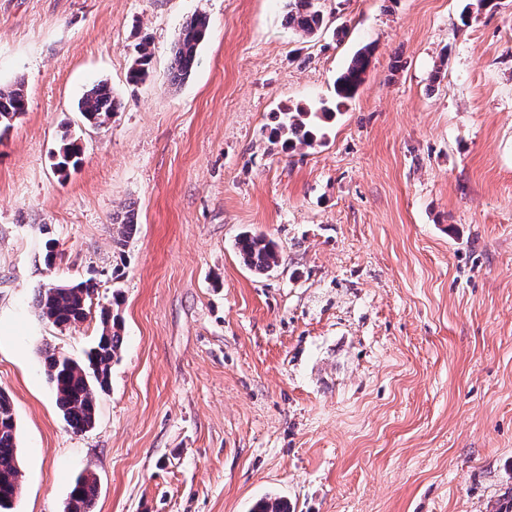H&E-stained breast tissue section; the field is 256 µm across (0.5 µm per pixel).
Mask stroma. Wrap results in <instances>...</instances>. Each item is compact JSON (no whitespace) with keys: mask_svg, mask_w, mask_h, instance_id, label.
Segmentation results:
<instances>
[{"mask_svg":"<svg viewBox=\"0 0 512 512\" xmlns=\"http://www.w3.org/2000/svg\"><path fill=\"white\" fill-rule=\"evenodd\" d=\"M495 2L320 0L327 26L303 35L286 0H0V87L28 98L0 139L18 512H65L88 468L95 512H250L267 496L290 512H497L512 488V0ZM198 12L210 34L171 84ZM144 39L152 75L133 84ZM366 45L324 142L272 143L276 112L334 105ZM100 82L121 108L96 129L77 102ZM67 128L84 154L62 178ZM130 206L120 265L112 218ZM246 232L278 244V268L244 266ZM89 278L100 304L119 299L124 343L76 433L43 352L82 357L98 324L55 326L36 295ZM210 21L207 15L198 13L181 27L173 48L170 80L173 84L186 79L195 67L199 46L207 38Z\"/></svg>","mask_w":512,"mask_h":512,"instance_id":"stroma-1","label":"stroma"}]
</instances>
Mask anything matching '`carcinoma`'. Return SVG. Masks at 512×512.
<instances>
[{
    "instance_id": "cac0c4a2",
    "label": "carcinoma",
    "mask_w": 512,
    "mask_h": 512,
    "mask_svg": "<svg viewBox=\"0 0 512 512\" xmlns=\"http://www.w3.org/2000/svg\"><path fill=\"white\" fill-rule=\"evenodd\" d=\"M287 25L305 35L315 34L326 27L319 0H288ZM210 21L198 13L181 27L173 48L170 80L176 84L186 79L195 67L199 46L207 38ZM371 48L357 51L348 67L336 78L335 109L321 108L319 112H280L271 130L273 141L286 150L312 148L325 138L324 125L336 115V109L353 99L364 82L370 64ZM153 58L151 43L139 44L137 56L128 72L129 82L138 84L150 74ZM117 102L105 83L92 86L78 103L83 123L101 128L115 112ZM27 109V94L23 83L0 88V138ZM81 149L70 130L62 135V145L52 155L53 168L62 177L76 169L81 162ZM117 236L112 238L114 252L121 255L138 232L137 215L129 209L115 218ZM243 263L259 274H266L282 261L278 244L263 234L245 233L237 242ZM95 284L86 280L76 284H50L38 291L37 306L44 318L57 326H72L86 321L94 314ZM99 334L85 358L75 359L56 350L44 351L45 372L52 384L63 419L75 432H85L96 420V389L108 386L112 362L118 358L122 345V319L112 305L99 309ZM22 472L18 450L17 421L11 399L0 392V512H15L17 495L21 492ZM97 498V479L90 470L74 481L66 512H94Z\"/></svg>"
}]
</instances>
